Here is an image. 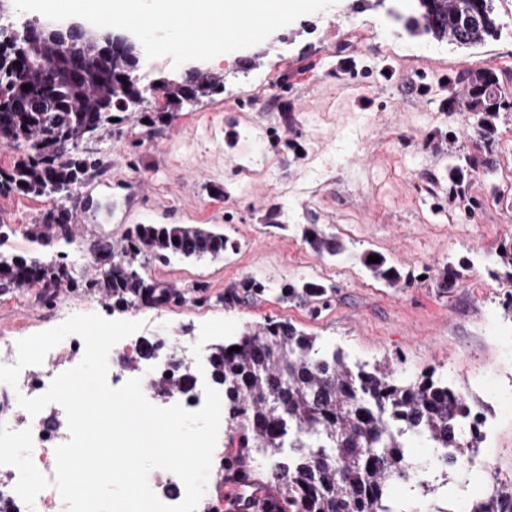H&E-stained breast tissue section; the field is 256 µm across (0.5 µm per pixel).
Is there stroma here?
<instances>
[{
    "mask_svg": "<svg viewBox=\"0 0 512 512\" xmlns=\"http://www.w3.org/2000/svg\"><path fill=\"white\" fill-rule=\"evenodd\" d=\"M498 34L470 49L413 37L402 20L414 0H334L264 42L226 53L210 71L217 91L167 109L161 94L122 121L87 136L102 164L66 201L71 239L28 232L51 198L0 194L5 252L71 262L116 242L136 224H200L235 242L218 258H172L148 276L184 293L178 305L116 308L111 299L61 286L54 304L39 288L0 293V338L30 336L74 315L143 321L142 336L191 346L199 383L213 347L277 318L341 348L351 360H388L395 375L435 372L467 396L492 427L487 466L464 486L445 482L442 505L469 512L493 477L512 476V282L489 271L512 242V111L477 140V116L448 109V82L492 70L512 101V0H495ZM492 152L455 193L448 168ZM335 235L350 257L326 258L304 240L309 226ZM383 255L402 280H373L357 256ZM464 265L441 292L438 269ZM267 285L260 301L232 309L224 291L247 278ZM334 285L319 316L281 302L279 288Z\"/></svg>",
    "mask_w": 512,
    "mask_h": 512,
    "instance_id": "1",
    "label": "stroma"
}]
</instances>
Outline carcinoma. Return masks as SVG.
Listing matches in <instances>:
<instances>
[{
    "instance_id": "carcinoma-1",
    "label": "carcinoma",
    "mask_w": 512,
    "mask_h": 512,
    "mask_svg": "<svg viewBox=\"0 0 512 512\" xmlns=\"http://www.w3.org/2000/svg\"><path fill=\"white\" fill-rule=\"evenodd\" d=\"M427 26L417 30L460 49L495 34L494 0H418ZM132 66L118 60L92 39L78 58L53 35L29 38L21 55L0 63V140L15 144L20 154L0 168V194L56 197L62 201L81 184L99 161L80 150L85 136L111 119L101 109L123 110L117 84ZM448 105L455 112L494 114L509 110L496 75L490 70L466 72L454 79ZM30 89L25 90L23 86ZM219 86L210 72L181 85L163 83L156 90L167 107L180 108L191 90L205 97ZM487 156H467L451 168L449 178L461 186L465 173L493 168ZM69 237L68 214L57 206L29 231L34 241L44 230ZM305 241L321 256L338 257L344 245L334 236L309 228ZM236 248L224 236L192 224H137L112 244V265L98 276L77 281L66 263H44L0 252V292L26 285L42 288L52 302L63 282L88 293H101L127 308L166 307L184 299L168 285L142 273L150 263L165 264L172 256L185 259L217 257ZM372 252L359 255L370 275L389 286L400 283L399 271L385 258L368 262ZM496 279L512 283V244L498 252ZM461 272L452 265L438 271L443 290L456 286ZM266 285L249 278L224 291V306L256 300ZM335 286L305 282L280 288V300L310 307L318 315L330 305ZM238 346L239 351L228 349ZM210 368L224 386V428L235 451L224 455V480L241 489L235 512H395L389 505L392 482L400 480L434 492L423 479L429 463L414 458L407 446L419 439L433 456L458 469L456 460L475 456L473 439L463 418L470 413L465 396L448 382L425 372L401 380L384 362L349 365L339 350L326 351L287 321L268 319L241 336L214 348ZM193 380L190 368L182 379L162 377L153 382L159 396L183 392ZM470 512H512V477L495 478L492 489Z\"/></svg>"
}]
</instances>
